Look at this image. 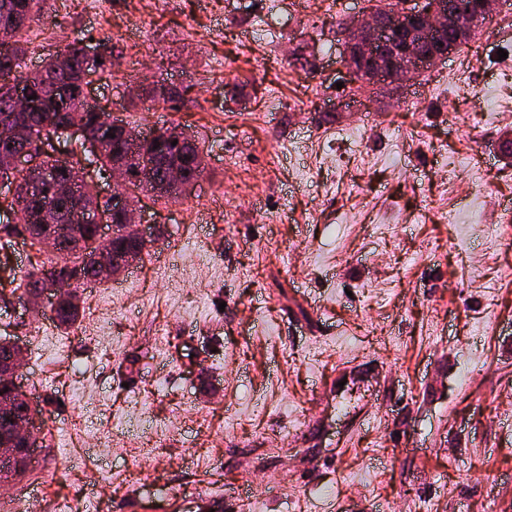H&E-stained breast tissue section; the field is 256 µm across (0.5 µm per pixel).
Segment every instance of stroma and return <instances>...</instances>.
<instances>
[{"mask_svg":"<svg viewBox=\"0 0 512 512\" xmlns=\"http://www.w3.org/2000/svg\"><path fill=\"white\" fill-rule=\"evenodd\" d=\"M369 8L48 0L29 69L108 41L88 100L207 169L146 200L116 310L65 331L0 296L41 410L0 505L38 480L29 512H512V0L377 101L339 63Z\"/></svg>","mask_w":512,"mask_h":512,"instance_id":"1","label":"stroma"}]
</instances>
